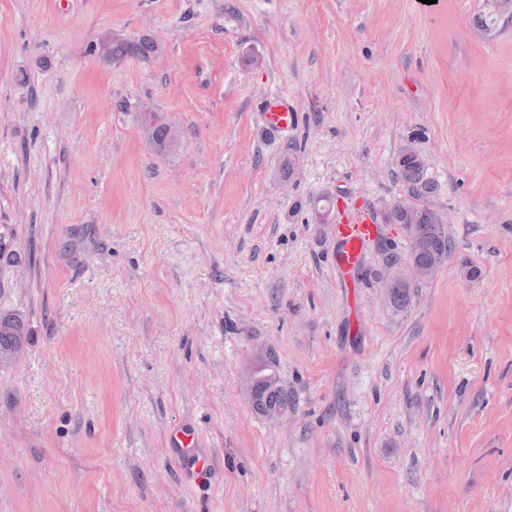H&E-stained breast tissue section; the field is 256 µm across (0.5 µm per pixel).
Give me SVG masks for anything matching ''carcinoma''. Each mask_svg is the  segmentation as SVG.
<instances>
[{
	"instance_id": "cac0c4a2",
	"label": "carcinoma",
	"mask_w": 512,
	"mask_h": 512,
	"mask_svg": "<svg viewBox=\"0 0 512 512\" xmlns=\"http://www.w3.org/2000/svg\"><path fill=\"white\" fill-rule=\"evenodd\" d=\"M156 56L153 45L145 38L112 42V49L106 60L118 61L125 58L149 60ZM154 149L169 152L174 149L167 125L161 121L154 123ZM397 167L401 180L408 193L414 197V210L406 211V206L395 201L386 221L390 224H411L413 233L409 236V251L405 258H394L389 266L396 268L388 285L390 302L394 308H405L417 284L407 280L401 273L402 263L407 260L421 268L431 266L438 256L446 258L453 248L447 225L440 222V212L429 204V198L436 193V184L427 176L424 160L419 155H399ZM28 328L25 318L17 313H0V355L10 352L19 342L27 339ZM267 406L288 408V394L279 384L266 385L262 390L257 411Z\"/></svg>"
}]
</instances>
